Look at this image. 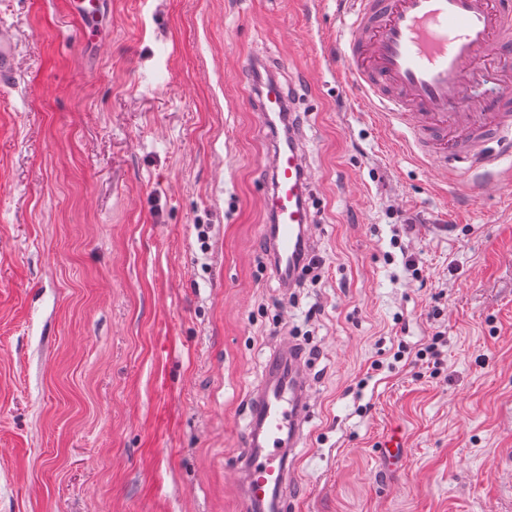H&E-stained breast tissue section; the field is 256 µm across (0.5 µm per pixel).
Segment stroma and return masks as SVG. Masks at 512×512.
<instances>
[{
	"mask_svg": "<svg viewBox=\"0 0 512 512\" xmlns=\"http://www.w3.org/2000/svg\"><path fill=\"white\" fill-rule=\"evenodd\" d=\"M106 9L88 47L62 0H0V512H241L247 404L285 336L313 394L297 512H512V159L486 196L417 162L338 81L339 0ZM269 57L304 115L323 262L295 292L264 248ZM396 224L429 286L386 264ZM434 305L447 379L357 390ZM17 74V51L13 31L0 27V89L11 88Z\"/></svg>",
	"mask_w": 512,
	"mask_h": 512,
	"instance_id": "1",
	"label": "stroma"
}]
</instances>
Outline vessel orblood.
<instances>
[{
  "label": "vessel or blood",
  "instance_id": "1",
  "mask_svg": "<svg viewBox=\"0 0 512 512\" xmlns=\"http://www.w3.org/2000/svg\"><path fill=\"white\" fill-rule=\"evenodd\" d=\"M351 23L337 47L344 87L386 126L405 129L404 145L419 159L453 157L478 167L512 153V6L504 0H350ZM17 74L12 30L0 27V89ZM491 85L496 107L471 88ZM257 121L274 140L264 185L271 218L268 250L280 282L301 276L313 236L300 131L276 133L288 115L280 83L268 80L256 99ZM498 150H487L490 140ZM309 378L297 344L280 341L254 391L238 471L243 512H287L295 482L292 460L305 443Z\"/></svg>",
  "mask_w": 512,
  "mask_h": 512
}]
</instances>
